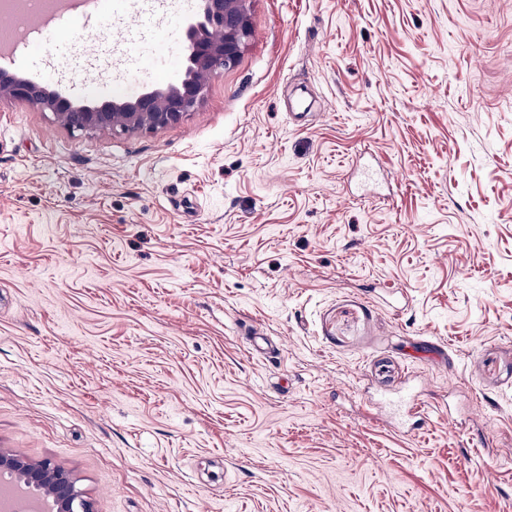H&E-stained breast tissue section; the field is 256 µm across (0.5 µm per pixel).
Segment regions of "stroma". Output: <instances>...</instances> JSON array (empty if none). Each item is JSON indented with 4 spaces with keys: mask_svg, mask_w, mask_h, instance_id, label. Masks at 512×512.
<instances>
[{
    "mask_svg": "<svg viewBox=\"0 0 512 512\" xmlns=\"http://www.w3.org/2000/svg\"><path fill=\"white\" fill-rule=\"evenodd\" d=\"M249 6L179 124L0 103V448L94 512H512V0ZM190 14L10 71L174 83ZM408 385L443 405L412 434L372 406Z\"/></svg>",
    "mask_w": 512,
    "mask_h": 512,
    "instance_id": "obj_1",
    "label": "stroma"
}]
</instances>
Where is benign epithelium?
<instances>
[{"label": "benign epithelium", "instance_id": "1", "mask_svg": "<svg viewBox=\"0 0 512 512\" xmlns=\"http://www.w3.org/2000/svg\"><path fill=\"white\" fill-rule=\"evenodd\" d=\"M252 36L248 0H200L184 31V77L145 90L129 100L76 104L57 91L6 71L0 72V100L26 101L53 116L56 124L89 133L155 131L175 125L202 104L210 79L233 67ZM20 476L45 490L55 512H93L76 479L49 460L34 461L0 449V472Z\"/></svg>", "mask_w": 512, "mask_h": 512}]
</instances>
